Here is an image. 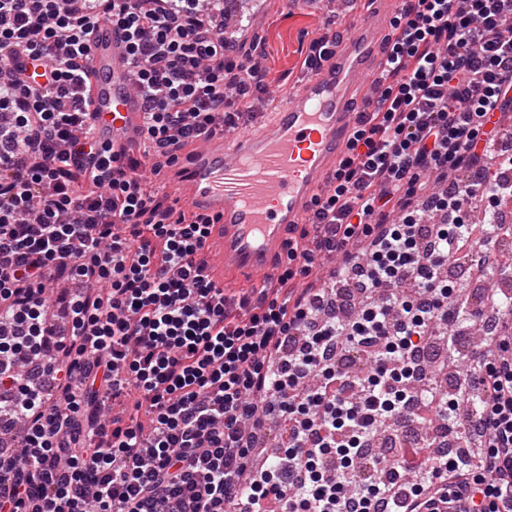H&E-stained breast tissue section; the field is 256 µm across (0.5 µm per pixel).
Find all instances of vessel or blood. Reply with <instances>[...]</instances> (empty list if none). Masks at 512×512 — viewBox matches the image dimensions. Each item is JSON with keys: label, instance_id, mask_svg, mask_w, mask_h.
Listing matches in <instances>:
<instances>
[{"label": "vessel or blood", "instance_id": "vessel-or-blood-1", "mask_svg": "<svg viewBox=\"0 0 512 512\" xmlns=\"http://www.w3.org/2000/svg\"><path fill=\"white\" fill-rule=\"evenodd\" d=\"M385 13L355 27L262 126L227 130L194 145L176 176L162 175L179 202L216 216L204 252L240 281L272 275L290 230L307 223L311 202L345 151L347 134L385 66ZM143 104L133 92L126 46L105 24L89 38L87 123L121 151L138 142Z\"/></svg>", "mask_w": 512, "mask_h": 512}]
</instances>
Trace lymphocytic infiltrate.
<instances>
[{
  "label": "lymphocytic infiltrate",
  "instance_id": "lymphocytic-infiltrate-1",
  "mask_svg": "<svg viewBox=\"0 0 512 512\" xmlns=\"http://www.w3.org/2000/svg\"><path fill=\"white\" fill-rule=\"evenodd\" d=\"M220 2L0 0V512H512V326L462 371L479 461L407 448L383 471L368 453L419 418L416 349L460 317L438 267L512 234L488 216L476 240L463 219L485 192L512 196L482 178L494 154L512 169L487 123L512 110V0H402L292 268L235 299L203 255L211 217L153 183L269 82ZM102 23L143 102L137 156L86 124ZM327 254L360 268L331 298L297 285ZM338 345L367 371L347 377Z\"/></svg>",
  "mask_w": 512,
  "mask_h": 512
}]
</instances>
